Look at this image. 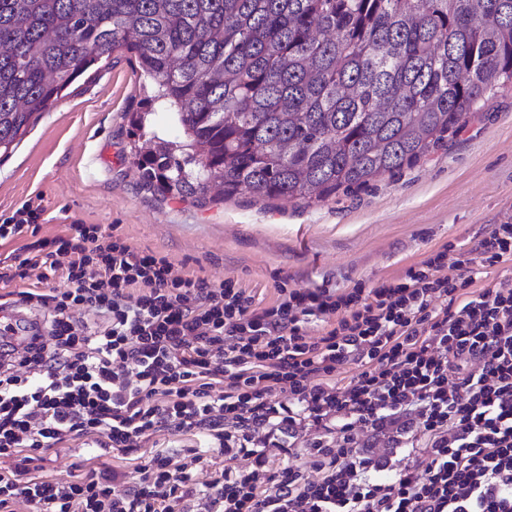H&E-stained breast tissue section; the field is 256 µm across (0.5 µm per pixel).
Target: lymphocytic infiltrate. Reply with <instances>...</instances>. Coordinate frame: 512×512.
<instances>
[{
	"label": "lymphocytic infiltrate",
	"instance_id": "f902f5d3",
	"mask_svg": "<svg viewBox=\"0 0 512 512\" xmlns=\"http://www.w3.org/2000/svg\"><path fill=\"white\" fill-rule=\"evenodd\" d=\"M40 214L29 201L0 220V243L23 242L0 281L35 278L15 301L51 317L23 349L0 334V512H512V282L472 289L512 261V222L372 287L284 288L262 307L97 224L38 238ZM78 310L106 322L88 330ZM301 425L304 465H274L267 441L295 445ZM364 430L426 464L386 474ZM161 431L195 444H150ZM76 442L66 477L37 475ZM105 448L127 469L100 464ZM217 454L249 464L197 483Z\"/></svg>",
	"mask_w": 512,
	"mask_h": 512
}]
</instances>
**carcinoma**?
<instances>
[{
  "label": "carcinoma",
  "instance_id": "1",
  "mask_svg": "<svg viewBox=\"0 0 512 512\" xmlns=\"http://www.w3.org/2000/svg\"><path fill=\"white\" fill-rule=\"evenodd\" d=\"M125 47L142 180L316 204L430 155L512 86V0H0V152Z\"/></svg>",
  "mask_w": 512,
  "mask_h": 512
}]
</instances>
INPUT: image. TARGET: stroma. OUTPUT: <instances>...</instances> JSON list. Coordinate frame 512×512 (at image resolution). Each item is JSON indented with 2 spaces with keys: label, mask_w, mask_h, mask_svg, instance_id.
Listing matches in <instances>:
<instances>
[{
  "label": "stroma",
  "mask_w": 512,
  "mask_h": 512,
  "mask_svg": "<svg viewBox=\"0 0 512 512\" xmlns=\"http://www.w3.org/2000/svg\"><path fill=\"white\" fill-rule=\"evenodd\" d=\"M150 91L114 52L79 78L0 158V220L41 206L39 238L69 224L114 228L176 273L233 280L267 306L279 288L350 289L401 276L430 251L512 221V89L446 148L319 205L215 195L175 198L144 184L128 113Z\"/></svg>",
  "instance_id": "obj_1"
}]
</instances>
